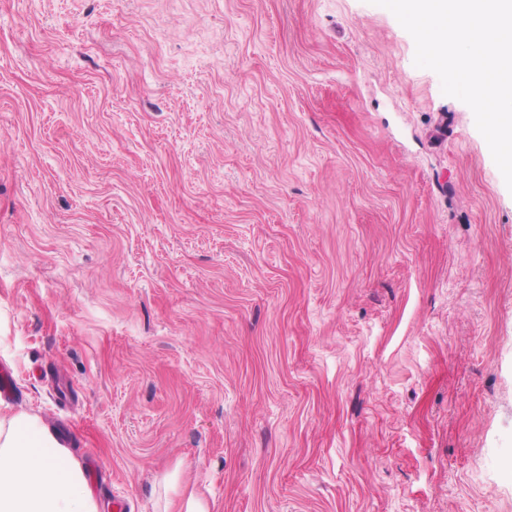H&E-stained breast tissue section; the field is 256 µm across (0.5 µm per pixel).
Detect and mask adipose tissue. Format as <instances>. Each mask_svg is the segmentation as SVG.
<instances>
[{
    "mask_svg": "<svg viewBox=\"0 0 512 512\" xmlns=\"http://www.w3.org/2000/svg\"><path fill=\"white\" fill-rule=\"evenodd\" d=\"M0 512H99L80 464L26 413L0 417Z\"/></svg>",
    "mask_w": 512,
    "mask_h": 512,
    "instance_id": "ef3b65f1",
    "label": "adipose tissue"
}]
</instances>
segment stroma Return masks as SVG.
Wrapping results in <instances>:
<instances>
[{
    "label": "stroma",
    "mask_w": 512,
    "mask_h": 512,
    "mask_svg": "<svg viewBox=\"0 0 512 512\" xmlns=\"http://www.w3.org/2000/svg\"><path fill=\"white\" fill-rule=\"evenodd\" d=\"M370 0H0V368L100 512H512V191Z\"/></svg>",
    "instance_id": "35a3bbf8"
}]
</instances>
